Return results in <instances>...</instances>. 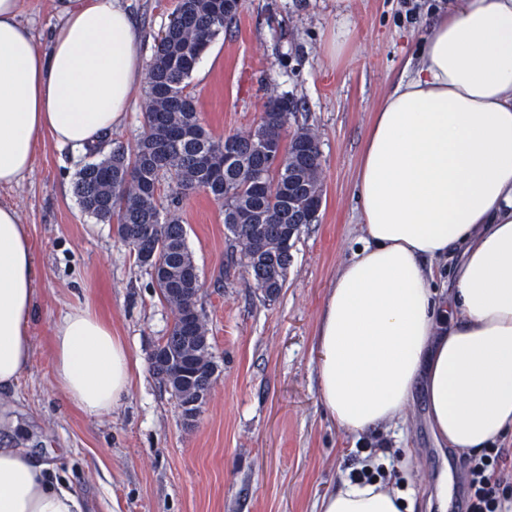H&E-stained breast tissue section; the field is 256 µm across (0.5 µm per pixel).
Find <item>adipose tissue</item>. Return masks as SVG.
<instances>
[{
    "instance_id": "ef3b65f1",
    "label": "adipose tissue",
    "mask_w": 512,
    "mask_h": 512,
    "mask_svg": "<svg viewBox=\"0 0 512 512\" xmlns=\"http://www.w3.org/2000/svg\"><path fill=\"white\" fill-rule=\"evenodd\" d=\"M0 0V187L32 170L43 140L105 147L145 69L123 0H57L44 41ZM357 250L338 268L318 321L319 391L358 435L405 420L423 388L430 425L476 453L512 433V0H450L417 58L373 114L356 174ZM459 265L453 288L438 265ZM38 266L26 225L0 204V396L32 362ZM53 377L96 416L128 394L129 350L74 307L52 333ZM0 512H85L26 449L0 445ZM318 512H412L381 484L343 482Z\"/></svg>"
}]
</instances>
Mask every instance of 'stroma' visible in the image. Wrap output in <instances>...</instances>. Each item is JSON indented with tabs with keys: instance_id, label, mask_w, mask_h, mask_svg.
<instances>
[{
	"instance_id": "1",
	"label": "stroma",
	"mask_w": 512,
	"mask_h": 512,
	"mask_svg": "<svg viewBox=\"0 0 512 512\" xmlns=\"http://www.w3.org/2000/svg\"><path fill=\"white\" fill-rule=\"evenodd\" d=\"M150 58L176 0H125ZM436 0H244L229 30L203 54L191 88L214 138L253 127L269 97L301 108L289 130L320 138L323 199L319 221L302 226L279 296L254 288L224 231L219 203L186 196L180 214L203 288L213 385L193 421L154 374L151 357L172 326L147 267L116 235L82 212L77 171L94 153L42 142L33 169L0 188L33 239L39 280L30 327L32 362L15 392L0 399V439L45 455L89 512H317L321 497L356 468L350 452L375 448L394 466L397 487L430 507L445 477L462 480L460 454L432 433L423 391L407 425L356 440L332 422L319 394L314 336L336 270L357 242L354 182L364 133L419 40ZM349 12L355 34L344 57L325 45L336 14ZM112 322L142 364L112 412L72 410L52 375L50 338L70 308Z\"/></svg>"
}]
</instances>
